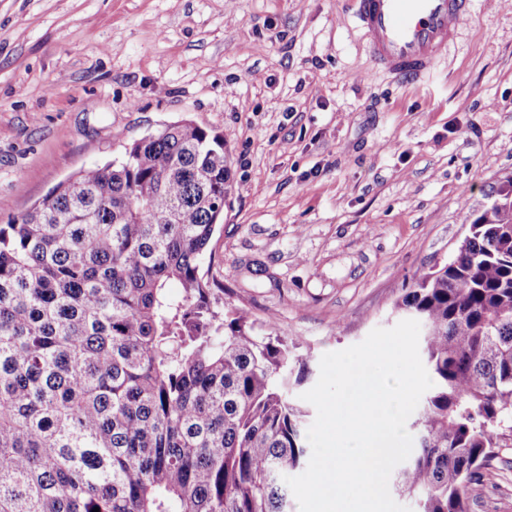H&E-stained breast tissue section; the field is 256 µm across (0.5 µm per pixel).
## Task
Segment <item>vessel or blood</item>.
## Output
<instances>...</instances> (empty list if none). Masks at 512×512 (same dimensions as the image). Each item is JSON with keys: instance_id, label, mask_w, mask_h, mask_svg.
Returning <instances> with one entry per match:
<instances>
[{"instance_id": "obj_1", "label": "vessel or blood", "mask_w": 512, "mask_h": 512, "mask_svg": "<svg viewBox=\"0 0 512 512\" xmlns=\"http://www.w3.org/2000/svg\"><path fill=\"white\" fill-rule=\"evenodd\" d=\"M371 70L415 85L447 59L474 0H352Z\"/></svg>"}]
</instances>
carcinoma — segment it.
Masks as SVG:
<instances>
[{"label":"carcinoma","mask_w":512,"mask_h":512,"mask_svg":"<svg viewBox=\"0 0 512 512\" xmlns=\"http://www.w3.org/2000/svg\"><path fill=\"white\" fill-rule=\"evenodd\" d=\"M230 165L182 119L0 224V512L291 508L305 366L203 271ZM396 307L425 325L434 386L394 488L473 512L512 446V176Z\"/></svg>","instance_id":"cac0c4a2"}]
</instances>
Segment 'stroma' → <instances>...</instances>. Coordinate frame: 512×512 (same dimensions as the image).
<instances>
[{
    "label": "stroma",
    "instance_id": "stroma-1",
    "mask_svg": "<svg viewBox=\"0 0 512 512\" xmlns=\"http://www.w3.org/2000/svg\"><path fill=\"white\" fill-rule=\"evenodd\" d=\"M352 0H0V222L181 119L223 133L225 299L323 354L393 327L512 175V0H476L433 77L370 72ZM512 512V463L474 486Z\"/></svg>",
    "mask_w": 512,
    "mask_h": 512
}]
</instances>
